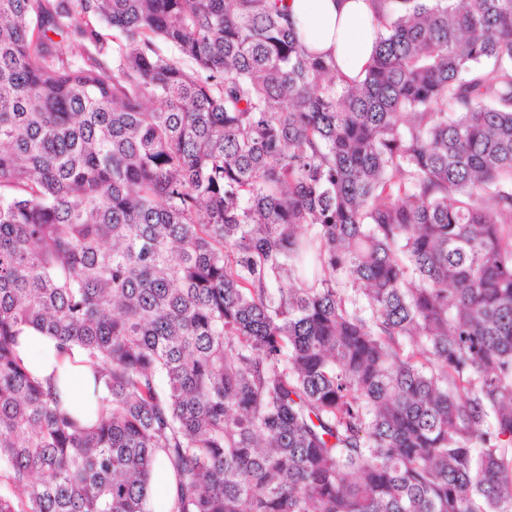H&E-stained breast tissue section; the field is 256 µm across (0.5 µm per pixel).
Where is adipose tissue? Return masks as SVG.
<instances>
[{"label": "adipose tissue", "mask_w": 512, "mask_h": 512, "mask_svg": "<svg viewBox=\"0 0 512 512\" xmlns=\"http://www.w3.org/2000/svg\"><path fill=\"white\" fill-rule=\"evenodd\" d=\"M306 47L335 59L347 77L360 75L369 64L376 27L370 0H285ZM19 356L37 377L55 378L66 410H74L94 378L80 352L59 355L57 342L35 329L20 336Z\"/></svg>", "instance_id": "ef3b65f1"}]
</instances>
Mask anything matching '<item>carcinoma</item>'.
Listing matches in <instances>:
<instances>
[{
  "label": "carcinoma",
  "instance_id": "obj_1",
  "mask_svg": "<svg viewBox=\"0 0 512 512\" xmlns=\"http://www.w3.org/2000/svg\"><path fill=\"white\" fill-rule=\"evenodd\" d=\"M377 4L0 0V512H512V0ZM371 0H285L306 47L332 57L356 78L371 61L376 27ZM19 340V356L23 363L41 379L54 375L63 406L75 413L84 393H91L94 385L92 371L81 363L82 354L74 349L71 356L59 357L57 341L32 328L26 329Z\"/></svg>",
  "mask_w": 512,
  "mask_h": 512
}]
</instances>
